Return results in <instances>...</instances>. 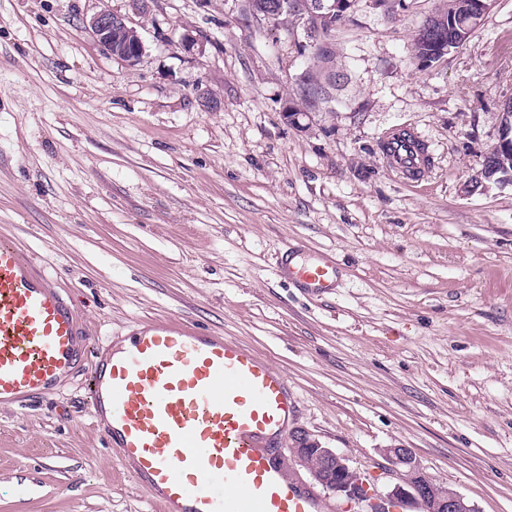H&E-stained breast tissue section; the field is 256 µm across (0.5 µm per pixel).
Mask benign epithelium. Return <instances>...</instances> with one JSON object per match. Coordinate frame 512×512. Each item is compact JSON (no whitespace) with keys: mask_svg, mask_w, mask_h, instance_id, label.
<instances>
[{"mask_svg":"<svg viewBox=\"0 0 512 512\" xmlns=\"http://www.w3.org/2000/svg\"><path fill=\"white\" fill-rule=\"evenodd\" d=\"M291 14L303 22L307 41L300 48H314L322 37L320 30L330 28L336 20L345 16L352 0H289ZM494 0H466L455 7L468 17L470 26H479L490 11ZM98 45L107 53L129 64L138 62L144 53L142 38L129 18L112 12L108 7L97 11L87 22ZM421 48L418 51L419 63L431 67L450 51L448 38V12L427 19L419 29ZM502 133L499 141L484 155L482 169L470 183L496 180L512 181V172L507 167H492L488 159L492 156L512 155V98L504 104L501 113ZM503 175L496 176V173ZM294 462L306 468L310 475L324 488L344 496L347 500L360 503L370 500L366 478L352 469L346 456L305 432L295 431L289 435ZM384 455L398 482L382 498V502L371 504L372 512H383L386 503L393 500L410 502L427 512H475L463 495L439 483L425 474L409 448H386Z\"/></svg>","mask_w":512,"mask_h":512,"instance_id":"1","label":"benign epithelium"}]
</instances>
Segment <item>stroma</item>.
Returning <instances> with one entry per match:
<instances>
[{
	"label": "stroma",
	"mask_w": 512,
	"mask_h": 512,
	"mask_svg": "<svg viewBox=\"0 0 512 512\" xmlns=\"http://www.w3.org/2000/svg\"><path fill=\"white\" fill-rule=\"evenodd\" d=\"M445 5L354 0L322 68L301 24L250 0H0V238L83 309L91 349L194 322L283 370L291 429L371 493L400 446L476 512H512V185L464 190L512 97V0L426 68L413 39ZM104 6L140 33L136 64L86 27ZM329 72L288 125L305 75ZM399 127L429 146L420 181L381 151ZM287 244L336 259L332 295L278 280ZM89 400L83 369L0 407V512H156Z\"/></svg>",
	"instance_id": "stroma-1"
}]
</instances>
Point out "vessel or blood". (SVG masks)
Here are the masks:
<instances>
[{
    "label": "vessel or blood",
    "instance_id": "1",
    "mask_svg": "<svg viewBox=\"0 0 512 512\" xmlns=\"http://www.w3.org/2000/svg\"><path fill=\"white\" fill-rule=\"evenodd\" d=\"M408 179L426 150L393 140ZM276 274L312 294L336 288L326 253L285 247ZM127 346L98 351L92 416L159 512H327L276 460L294 405L286 374L232 338L177 319L143 320ZM82 316L21 248L0 241V407L54 390L86 358Z\"/></svg>",
    "mask_w": 512,
    "mask_h": 512
}]
</instances>
